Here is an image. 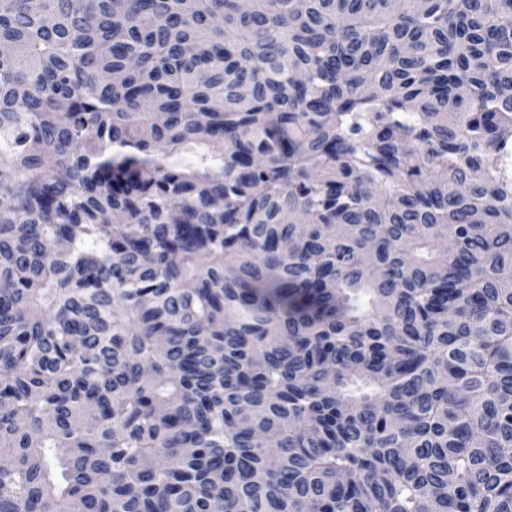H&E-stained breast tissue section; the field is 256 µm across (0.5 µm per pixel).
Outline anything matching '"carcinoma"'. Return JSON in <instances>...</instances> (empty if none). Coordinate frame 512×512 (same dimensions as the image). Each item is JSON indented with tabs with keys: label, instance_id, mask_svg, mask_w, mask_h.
<instances>
[{
	"label": "carcinoma",
	"instance_id": "obj_1",
	"mask_svg": "<svg viewBox=\"0 0 512 512\" xmlns=\"http://www.w3.org/2000/svg\"><path fill=\"white\" fill-rule=\"evenodd\" d=\"M0 46V512H512V0Z\"/></svg>",
	"mask_w": 512,
	"mask_h": 512
}]
</instances>
